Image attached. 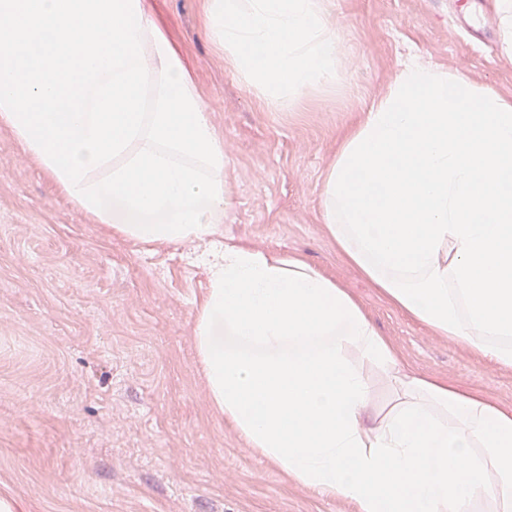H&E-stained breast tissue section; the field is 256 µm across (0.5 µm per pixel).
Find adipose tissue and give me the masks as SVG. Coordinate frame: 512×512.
I'll return each instance as SVG.
<instances>
[{
	"label": "adipose tissue",
	"instance_id": "adipose-tissue-1",
	"mask_svg": "<svg viewBox=\"0 0 512 512\" xmlns=\"http://www.w3.org/2000/svg\"><path fill=\"white\" fill-rule=\"evenodd\" d=\"M0 123L96 223L205 269L208 401L289 479L357 512H512V409L405 371L303 259L225 242L224 141L145 0H0ZM322 209L389 303L512 366L511 100L407 54Z\"/></svg>",
	"mask_w": 512,
	"mask_h": 512
}]
</instances>
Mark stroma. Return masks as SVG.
<instances>
[{
	"label": "stroma",
	"instance_id": "stroma-1",
	"mask_svg": "<svg viewBox=\"0 0 512 512\" xmlns=\"http://www.w3.org/2000/svg\"><path fill=\"white\" fill-rule=\"evenodd\" d=\"M223 139L225 240L298 256L354 295L410 372L512 408V366L389 304L339 252L323 177L406 54L512 99L501 29L452 0H335L340 78L266 106L202 26L200 0H146ZM202 267L113 236L0 124V495L25 512H355L288 479L216 413L193 349Z\"/></svg>",
	"mask_w": 512,
	"mask_h": 512
}]
</instances>
